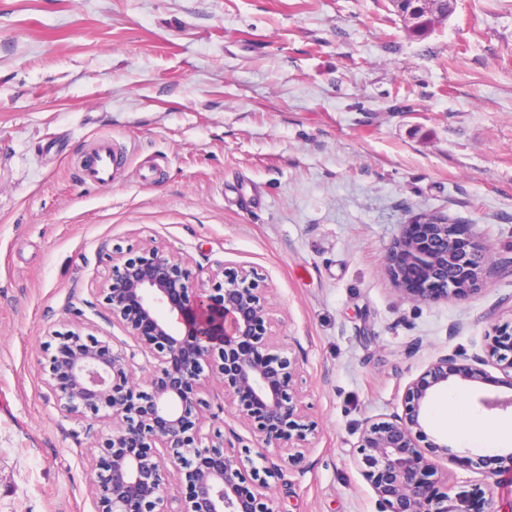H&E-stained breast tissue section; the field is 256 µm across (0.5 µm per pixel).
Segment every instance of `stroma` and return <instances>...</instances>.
I'll list each match as a JSON object with an SVG mask.
<instances>
[{
    "label": "stroma",
    "instance_id": "stroma-1",
    "mask_svg": "<svg viewBox=\"0 0 512 512\" xmlns=\"http://www.w3.org/2000/svg\"><path fill=\"white\" fill-rule=\"evenodd\" d=\"M128 160L82 182L88 141ZM428 213L473 225L496 260L464 300L401 296L386 255ZM155 241L189 265L256 270L318 423L274 483L279 512H377L366 421L402 412L439 358L484 355L512 326V0H456L425 36L390 0H0V512H96L88 446L46 385L52 331L82 312L126 342L99 290L113 247ZM456 385L497 454L512 394ZM467 417L433 400L439 487L512 512V487L449 464Z\"/></svg>",
    "mask_w": 512,
    "mask_h": 512
}]
</instances>
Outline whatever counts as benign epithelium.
I'll return each mask as SVG.
<instances>
[{
	"label": "benign epithelium",
	"mask_w": 512,
	"mask_h": 512,
	"mask_svg": "<svg viewBox=\"0 0 512 512\" xmlns=\"http://www.w3.org/2000/svg\"><path fill=\"white\" fill-rule=\"evenodd\" d=\"M406 20L419 10L437 9L438 0H394ZM405 224L387 256L401 295L422 303L464 300L492 274L491 247L470 224L432 216ZM108 280L100 288L112 320L136 343L113 344L84 332L83 322L54 335L46 373L59 409L109 423L99 455L92 456L90 483L97 512H170L164 492L175 478L188 493L175 512H277L270 481L284 479L275 463L257 468L236 446L234 431L204 437L202 425L220 422L200 396L204 371L217 376L224 396L251 426L257 444L301 459L317 424L299 395L296 361L274 343L269 288L252 270L207 267L208 288H196L186 261L164 247L146 243L109 255ZM156 364L141 366L138 354ZM494 361L512 372V330L502 329L486 356L446 355L406 391L403 412L365 423L359 440L364 476L377 495L378 512H468L438 490L437 472L415 437L422 433L424 409L451 380L488 383L483 366ZM149 372L146 384L136 371ZM488 410H512L510 397H481ZM448 462H465L485 477L493 462L512 464L506 455H481L469 448L441 445Z\"/></svg>",
	"instance_id": "obj_1"
}]
</instances>
